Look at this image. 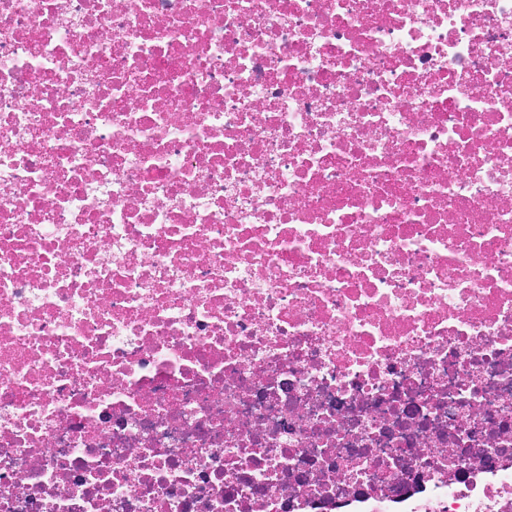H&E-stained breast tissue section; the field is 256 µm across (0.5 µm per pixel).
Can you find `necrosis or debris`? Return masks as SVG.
<instances>
[{
  "mask_svg": "<svg viewBox=\"0 0 512 512\" xmlns=\"http://www.w3.org/2000/svg\"><path fill=\"white\" fill-rule=\"evenodd\" d=\"M0 512H512V0H0Z\"/></svg>",
  "mask_w": 512,
  "mask_h": 512,
  "instance_id": "necrosis-or-debris-1",
  "label": "necrosis or debris"
}]
</instances>
